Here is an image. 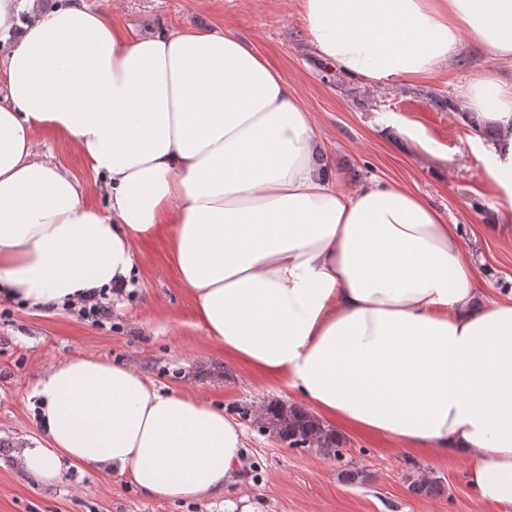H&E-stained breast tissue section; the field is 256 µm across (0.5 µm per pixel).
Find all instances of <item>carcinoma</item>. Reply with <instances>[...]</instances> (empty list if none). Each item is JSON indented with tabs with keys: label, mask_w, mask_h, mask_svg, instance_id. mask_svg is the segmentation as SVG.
I'll return each mask as SVG.
<instances>
[{
	"label": "carcinoma",
	"mask_w": 512,
	"mask_h": 512,
	"mask_svg": "<svg viewBox=\"0 0 512 512\" xmlns=\"http://www.w3.org/2000/svg\"><path fill=\"white\" fill-rule=\"evenodd\" d=\"M238 414L259 424L263 432H270L290 448H315L327 457L341 454V438L326 429L312 413L305 408L279 402H269L260 407L244 403L237 407ZM409 490L424 497H432L443 491L441 481L423 475L408 477Z\"/></svg>",
	"instance_id": "cac0c4a2"
}]
</instances>
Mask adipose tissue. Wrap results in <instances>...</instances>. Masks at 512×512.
<instances>
[{
    "label": "adipose tissue",
    "instance_id": "obj_1",
    "mask_svg": "<svg viewBox=\"0 0 512 512\" xmlns=\"http://www.w3.org/2000/svg\"><path fill=\"white\" fill-rule=\"evenodd\" d=\"M311 40L353 80H424L463 37L512 59V0H299ZM33 14L20 25V13ZM0 295L36 308L127 287L133 248L169 230L178 279L208 336L322 417L469 462L482 501L512 512V295L482 305L455 225L420 196L369 180L337 190L321 137L283 74L230 31L132 38L81 0H0ZM463 120L499 128L479 152L512 209V81L476 73ZM71 139L109 187L41 160ZM33 394L46 446L20 466L109 468L161 499L237 474L243 429L136 369L71 357ZM38 138L41 148L50 151L51 160L69 170L84 184L87 200L95 207L106 211L107 187L69 140L49 129L41 130Z\"/></svg>",
    "mask_w": 512,
    "mask_h": 512
}]
</instances>
